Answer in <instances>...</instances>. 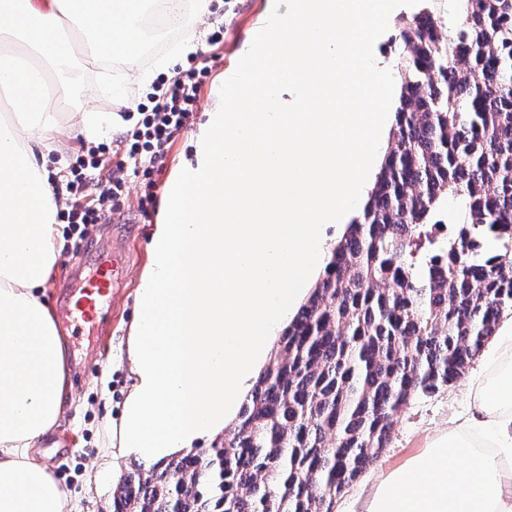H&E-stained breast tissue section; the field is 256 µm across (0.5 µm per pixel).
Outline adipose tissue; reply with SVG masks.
<instances>
[{"label":"adipose tissue","mask_w":512,"mask_h":512,"mask_svg":"<svg viewBox=\"0 0 512 512\" xmlns=\"http://www.w3.org/2000/svg\"><path fill=\"white\" fill-rule=\"evenodd\" d=\"M391 0H288L192 138L150 230L125 357L131 374L94 461L156 462L223 438L326 265L325 229L365 205L395 96L374 61ZM145 0H0V512H66L32 456L67 406L63 338L45 290L65 191L52 153L95 139L99 113L55 119L72 35L134 65ZM351 512H512V316L488 344L466 411Z\"/></svg>","instance_id":"ef3b65f1"}]
</instances>
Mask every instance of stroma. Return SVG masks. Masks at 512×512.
Segmentation results:
<instances>
[{
  "instance_id": "obj_1",
  "label": "stroma",
  "mask_w": 512,
  "mask_h": 512,
  "mask_svg": "<svg viewBox=\"0 0 512 512\" xmlns=\"http://www.w3.org/2000/svg\"><path fill=\"white\" fill-rule=\"evenodd\" d=\"M274 0H210L209 14L200 24H187L185 36H196V62L206 66L210 74L201 87L198 103L187 127L178 132L163 162H156L151 153L128 156L124 146L136 128L134 115L138 105L149 104L150 92L133 89L131 106L117 107L100 84L99 60L84 59L73 79V89L80 100L62 99L56 120L61 126L75 122L81 109L90 107L109 114L99 140L109 150L102 156V168H119L124 182L123 195L117 209L105 210L99 223L88 225L80 247L65 246L59 269L45 291V298L54 312L64 338L70 401L58 429L34 449L35 460L75 492L67 512H111L112 486L120 474L134 463L125 457L113 470L93 478L89 470L102 440L101 422L105 416L116 415L129 383L124 360L126 337L136 314V291L147 260V242L159 209L142 213L145 195V172H152L157 183L156 195H164L173 170L180 161L191 159V137L205 119L204 112L213 97L223 88L226 76L240 70L246 46L270 13ZM395 9L381 28L376 54L388 66L396 64L397 20L421 9L432 11L440 26L457 22L458 0H394ZM223 30L224 48L215 50L209 43L214 30ZM118 250L129 258L126 271L118 278L111 296L103 301L102 323L85 325L81 335H72L64 318L65 300L80 288L84 276L108 252ZM473 361L467 375L447 390L431 397L413 400L398 417L393 430L391 448L385 450L367 472L376 478L424 447L427 438L447 429L452 418L461 412L469 394V378L480 369Z\"/></svg>"
}]
</instances>
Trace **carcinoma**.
Returning a JSON list of instances; mask_svg holds the SVG:
<instances>
[{
	"label": "carcinoma",
	"mask_w": 512,
	"mask_h": 512,
	"mask_svg": "<svg viewBox=\"0 0 512 512\" xmlns=\"http://www.w3.org/2000/svg\"><path fill=\"white\" fill-rule=\"evenodd\" d=\"M458 2L446 33L427 9L400 18L370 198L238 425L122 473L112 512H336L410 402L458 381L512 314V0Z\"/></svg>",
	"instance_id": "1"
}]
</instances>
